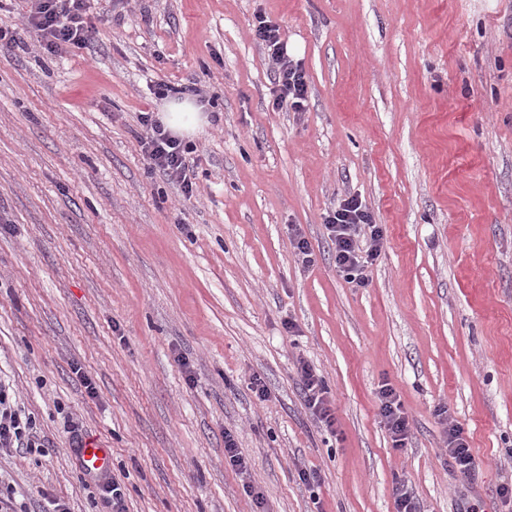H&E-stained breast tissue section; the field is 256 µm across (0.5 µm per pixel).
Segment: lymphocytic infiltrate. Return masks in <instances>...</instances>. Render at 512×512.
<instances>
[{"mask_svg": "<svg viewBox=\"0 0 512 512\" xmlns=\"http://www.w3.org/2000/svg\"><path fill=\"white\" fill-rule=\"evenodd\" d=\"M86 7L87 0H27L25 19L28 27L38 34L41 48L59 55L84 45L88 31ZM254 35L275 65L271 90L273 108L302 111L307 100L308 77L301 62L289 56L288 43L280 26L267 18H258ZM139 122L144 129L140 144L148 173L162 174L180 183L185 193H192L193 183L186 164L187 155L193 151L192 144L173 135L152 113L140 114ZM324 226L335 245L339 271L357 286H366L367 271L381 252L382 226L373 223L370 213L355 196L344 199L329 212ZM297 372L310 415L318 424L333 427L335 410L322 376L302 359L297 362ZM378 415L393 448H405L410 434L409 419L391 385H382L379 390ZM41 445L35 420L18 409L13 390L0 380V449L24 450Z\"/></svg>", "mask_w": 512, "mask_h": 512, "instance_id": "lymphocytic-infiltrate-1", "label": "lymphocytic infiltrate"}]
</instances>
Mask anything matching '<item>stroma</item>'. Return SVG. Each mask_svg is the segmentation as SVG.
Here are the masks:
<instances>
[{
	"mask_svg": "<svg viewBox=\"0 0 512 512\" xmlns=\"http://www.w3.org/2000/svg\"><path fill=\"white\" fill-rule=\"evenodd\" d=\"M89 6L86 47L50 55L24 0H0V378L51 445L0 453V488L107 512L73 423L109 449L126 512H395L398 482L425 512H512V0ZM259 14L308 75L302 111L272 106ZM160 82L211 102L189 196L141 153ZM353 195L384 228L364 288L323 224ZM301 359L334 430L304 405ZM442 407L476 459L465 485ZM297 373L303 384L304 401L310 415L318 424L331 429L336 424L335 409L322 376L304 359L298 360ZM378 402V415L388 431L393 448L398 450L406 448L410 426L399 395L391 385L385 383L380 387ZM224 458L243 478L249 475L248 459L238 448L235 437L229 430L224 433Z\"/></svg>",
	"mask_w": 512,
	"mask_h": 512,
	"instance_id": "1",
	"label": "stroma"
}]
</instances>
